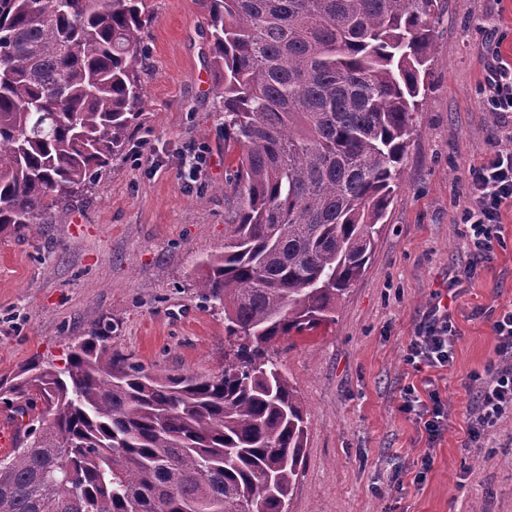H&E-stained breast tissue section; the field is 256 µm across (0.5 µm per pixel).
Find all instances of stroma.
<instances>
[{
	"label": "stroma",
	"mask_w": 512,
	"mask_h": 512,
	"mask_svg": "<svg viewBox=\"0 0 512 512\" xmlns=\"http://www.w3.org/2000/svg\"><path fill=\"white\" fill-rule=\"evenodd\" d=\"M147 7L143 115L123 153L40 223L0 236V376L38 357L62 364L68 344L106 326L113 349L157 374L224 368V312L196 283L201 261L224 252L239 149L224 143L204 0ZM496 51L512 58V0H443L425 98L370 261L335 323L274 347L308 410L288 512H512V412L475 448L466 416L479 387L472 374L498 361L492 323L512 303L511 215L491 267L449 297L453 363L417 372L405 360L467 260L456 218L492 127L480 98ZM195 149L206 166L198 180L180 178ZM426 377L454 415L418 482L425 440L400 405Z\"/></svg>",
	"instance_id": "obj_1"
}]
</instances>
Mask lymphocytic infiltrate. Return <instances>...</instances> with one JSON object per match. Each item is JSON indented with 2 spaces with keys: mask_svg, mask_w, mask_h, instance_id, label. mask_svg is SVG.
<instances>
[{
  "mask_svg": "<svg viewBox=\"0 0 512 512\" xmlns=\"http://www.w3.org/2000/svg\"><path fill=\"white\" fill-rule=\"evenodd\" d=\"M482 108L495 123L486 138L484 156L469 170L468 192L462 203V219L467 224V262L460 280L478 277L494 259L491 227L500 223L502 212L512 209V65L495 58L487 65V89ZM496 351L503 366L482 380L476 405L469 411V436L479 442L482 435L512 407V307L503 308L492 324ZM457 327L449 312L432 311L410 337L407 361L413 366L447 367L453 360ZM402 409L412 414L423 428L428 443H435L447 430L452 411L439 392L427 389L425 395L406 390Z\"/></svg>",
  "mask_w": 512,
  "mask_h": 512,
  "instance_id": "obj_1",
  "label": "lymphocytic infiltrate"
}]
</instances>
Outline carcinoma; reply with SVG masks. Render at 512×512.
Returning a JSON list of instances; mask_svg holds the SVG:
<instances>
[{
	"label": "carcinoma",
	"mask_w": 512,
	"mask_h": 512,
	"mask_svg": "<svg viewBox=\"0 0 512 512\" xmlns=\"http://www.w3.org/2000/svg\"><path fill=\"white\" fill-rule=\"evenodd\" d=\"M241 150L202 296L234 360L158 375L95 332L0 378V512H287L307 410L267 347L336 320L398 188L438 0H206ZM145 0H0V235L81 192L141 116Z\"/></svg>",
	"instance_id": "carcinoma-1"
}]
</instances>
